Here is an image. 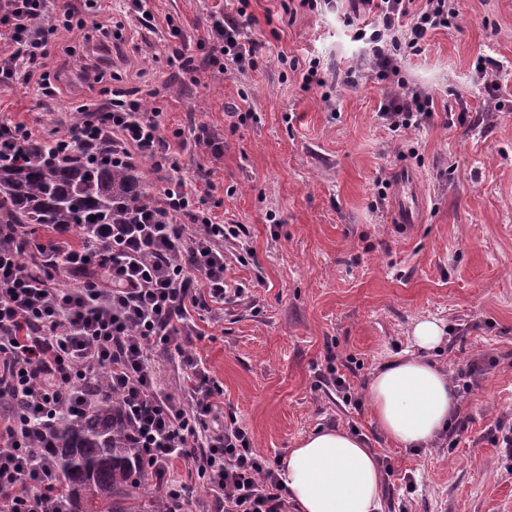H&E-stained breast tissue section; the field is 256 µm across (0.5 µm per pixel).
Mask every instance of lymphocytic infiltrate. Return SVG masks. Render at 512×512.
I'll return each instance as SVG.
<instances>
[{
  "mask_svg": "<svg viewBox=\"0 0 512 512\" xmlns=\"http://www.w3.org/2000/svg\"><path fill=\"white\" fill-rule=\"evenodd\" d=\"M52 0H10L0 11V33L10 48L0 52V86L36 82L47 102L61 92L47 46L62 34L84 30V21L51 15ZM377 22L376 75L400 72L396 52L416 48L429 32L451 27L457 13L449 0H359ZM208 40L219 54V70L252 64L258 43L236 17H214ZM433 98L409 87L403 97L385 99L379 114L393 130L419 128L431 116ZM52 139L59 152L86 150L88 157L123 167L160 158L181 170L153 115L135 100L110 97L78 106L68 129L45 132L0 118V157ZM157 207L134 208L121 224H88L79 240L71 227L55 224L26 255L21 224H0V404L18 397L20 419L0 418V512H47L42 489L56 484L35 446L45 423L63 409L79 407L93 381L104 380L122 405L133 447L151 473L178 487L167 512H190L187 482L195 476L214 491L213 512H288V498L276 469L262 460L249 434L225 418L219 393L192 348L195 316L207 303L241 297L230 287L223 243L242 237L238 224L215 223L196 205L184 179L170 181ZM188 221L175 224L171 215ZM74 280L58 284L59 275ZM177 365L182 389L173 393L158 379L155 353Z\"/></svg>",
  "mask_w": 512,
  "mask_h": 512,
  "instance_id": "obj_1",
  "label": "lymphocytic infiltrate"
}]
</instances>
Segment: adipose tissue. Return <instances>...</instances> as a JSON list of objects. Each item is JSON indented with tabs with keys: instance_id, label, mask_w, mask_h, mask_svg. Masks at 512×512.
Wrapping results in <instances>:
<instances>
[{
	"instance_id": "obj_1",
	"label": "adipose tissue",
	"mask_w": 512,
	"mask_h": 512,
	"mask_svg": "<svg viewBox=\"0 0 512 512\" xmlns=\"http://www.w3.org/2000/svg\"><path fill=\"white\" fill-rule=\"evenodd\" d=\"M444 327L431 319L412 330L415 354L386 363L369 385L372 413L388 439L425 448L447 432L458 397L431 360ZM280 477L297 512H382L384 476L377 453L340 428L321 429L289 449Z\"/></svg>"
}]
</instances>
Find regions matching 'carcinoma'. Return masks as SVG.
Instances as JSON below:
<instances>
[{
	"label": "carcinoma",
	"mask_w": 512,
	"mask_h": 512,
	"mask_svg": "<svg viewBox=\"0 0 512 512\" xmlns=\"http://www.w3.org/2000/svg\"><path fill=\"white\" fill-rule=\"evenodd\" d=\"M47 150L0 161V224H110L154 200L132 167L114 168L78 150L53 160ZM37 454L51 460L59 478L50 512H162L159 488L129 443L112 396L59 417Z\"/></svg>",
	"instance_id": "obj_1"
}]
</instances>
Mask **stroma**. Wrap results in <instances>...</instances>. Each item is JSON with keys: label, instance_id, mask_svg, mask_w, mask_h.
I'll use <instances>...</instances> for the list:
<instances>
[{"label": "stroma", "instance_id": "35a3bbf8", "mask_svg": "<svg viewBox=\"0 0 512 512\" xmlns=\"http://www.w3.org/2000/svg\"><path fill=\"white\" fill-rule=\"evenodd\" d=\"M283 2L249 0L246 24L262 49L225 73L199 42L212 12H236L238 0H146L149 27L123 0H104L98 17L122 33L109 87L142 92L162 135L182 133L181 177L217 222L245 226L254 252L243 261L225 243L226 278L246 293L198 317L196 353L225 415L271 466L303 436L338 427L390 461L384 512H512V457L498 442L512 424V0H453L455 27L401 50L400 79L425 88L434 112L398 132L378 114L388 88L367 72L371 45L355 38L373 16L352 0L291 13ZM171 21L183 33L174 46ZM176 49L191 70L169 64ZM485 57L498 63L493 99L476 69ZM313 59L334 78L327 88L302 85ZM54 66L69 77L54 108L39 106L35 85L5 87L0 116L39 129L68 116L88 88L72 77L76 55ZM357 67L363 78L347 83ZM200 125L223 137V156L193 142ZM420 318L446 327L431 358L459 387L466 427L412 449L378 430L368 386L386 362L414 353Z\"/></svg>", "mask_w": 512, "mask_h": 512}]
</instances>
